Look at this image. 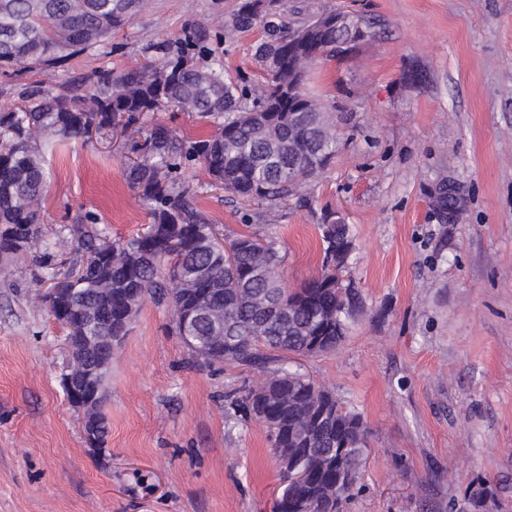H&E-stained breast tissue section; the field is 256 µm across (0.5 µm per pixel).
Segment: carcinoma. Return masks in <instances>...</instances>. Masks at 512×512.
Here are the masks:
<instances>
[{"instance_id":"carcinoma-1","label":"carcinoma","mask_w":512,"mask_h":512,"mask_svg":"<svg viewBox=\"0 0 512 512\" xmlns=\"http://www.w3.org/2000/svg\"><path fill=\"white\" fill-rule=\"evenodd\" d=\"M284 0H238L224 22V36L251 29L262 19L265 39L254 57L266 73L260 93L225 75L224 63L194 60L211 36L206 27L176 41L156 60L114 75L101 70L84 95L33 86L21 104L0 112V277L10 263L52 257L38 219L48 188L46 152L59 141L87 136L90 127H121L141 152L127 165L150 216L147 230L125 241L76 227L78 249L95 259L87 278L64 274L56 288H71L70 303L94 319L86 332L124 336L147 303L169 302L174 329L195 344L199 365L234 363L264 378L233 404L275 427L273 448L299 454L306 480L284 485L275 512H344L364 464L368 431L361 417L343 409L331 392L284 368L270 370L276 352L315 354L336 350L345 334L349 297L343 295L334 260L350 239L349 225L329 212L319 225L321 274L300 287L282 284L284 256L274 242L240 234L234 264L214 250V224L198 208L196 190L183 177L201 163L211 184L264 204L266 220L298 189L318 179L336 151V123L304 89L288 95V70L317 58H335L354 45L325 26L303 42L310 24L288 25ZM149 0H0V67L25 72L57 65L107 39L144 11ZM173 106L215 132L182 142L170 127L147 125L146 114ZM204 298L201 314L182 327L183 312Z\"/></svg>"}]
</instances>
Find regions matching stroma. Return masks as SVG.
Instances as JSON below:
<instances>
[{"mask_svg":"<svg viewBox=\"0 0 512 512\" xmlns=\"http://www.w3.org/2000/svg\"><path fill=\"white\" fill-rule=\"evenodd\" d=\"M236 2L151 0L60 66L0 68V110L36 84L83 93V77L157 57L200 24L215 33L212 57L261 89L262 25L220 36ZM287 8L293 23L343 9L371 24L350 55L307 72L308 93L336 119V152L275 223L209 187L198 166L200 206L227 236L274 241L289 289L321 270L324 213L350 227L343 341L279 362L335 394L370 432L346 512H512V0ZM126 153L103 133L55 148L39 227L56 261H21L0 279V512H272L282 484L269 429L230 404L262 374L191 365L171 306L146 303L112 353L102 447L86 442L67 401V333L35 295L59 259L79 261L74 225L95 223L115 240L146 230ZM481 482L492 495L476 511L469 493Z\"/></svg>","mask_w":512,"mask_h":512,"instance_id":"1","label":"stroma"}]
</instances>
